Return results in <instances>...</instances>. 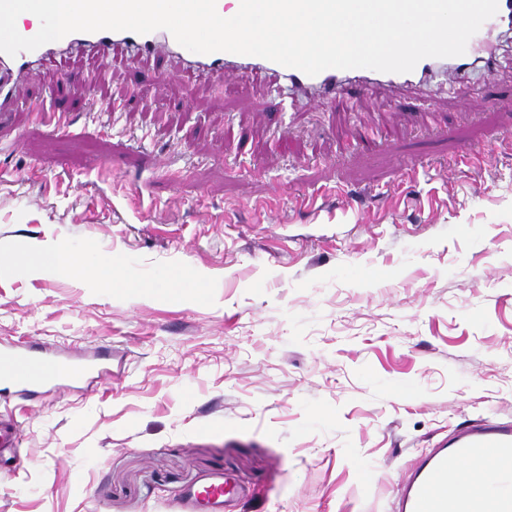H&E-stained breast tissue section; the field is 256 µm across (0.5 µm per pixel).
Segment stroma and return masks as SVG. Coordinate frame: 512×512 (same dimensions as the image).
I'll return each instance as SVG.
<instances>
[{"mask_svg": "<svg viewBox=\"0 0 512 512\" xmlns=\"http://www.w3.org/2000/svg\"><path fill=\"white\" fill-rule=\"evenodd\" d=\"M498 57L402 108L390 87L311 104L264 76L228 95L168 56L65 51L26 74L50 105L63 77L99 82L66 132L0 125V259L88 254L125 284L0 268V344L112 349L111 379L0 397L20 434L0 512H174L216 472L237 486L224 512H396L440 442L512 422Z\"/></svg>", "mask_w": 512, "mask_h": 512, "instance_id": "obj_1", "label": "stroma"}]
</instances>
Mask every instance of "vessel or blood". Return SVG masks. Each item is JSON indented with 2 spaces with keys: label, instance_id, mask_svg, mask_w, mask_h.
<instances>
[{
  "label": "vessel or blood",
  "instance_id": "vessel-or-blood-1",
  "mask_svg": "<svg viewBox=\"0 0 512 512\" xmlns=\"http://www.w3.org/2000/svg\"><path fill=\"white\" fill-rule=\"evenodd\" d=\"M512 30V0H498L497 14L487 20L467 43L463 55L426 58L409 73H386L367 68L327 69L315 76L270 60L230 52H192L165 29L147 34L131 31L73 32L32 51L11 56L0 52V120L15 110L56 131L65 130L70 107L46 106L39 98L20 99L13 76L29 72L48 54L84 48L100 56L118 47L131 57L144 58L159 51L174 54L186 68L235 79L249 72L276 76L289 89L316 99L333 97L347 87L384 84L414 88L430 83L441 73L458 75L475 67L493 74L495 56L488 43L492 30ZM112 370L104 358L79 357L65 352L0 347V387L32 395L45 387L72 388L89 378L108 379ZM229 481L223 474L210 476L175 504L176 512H222ZM399 512H512V422H487L462 431L452 447L435 450L398 484Z\"/></svg>",
  "mask_w": 512,
  "mask_h": 512
}]
</instances>
